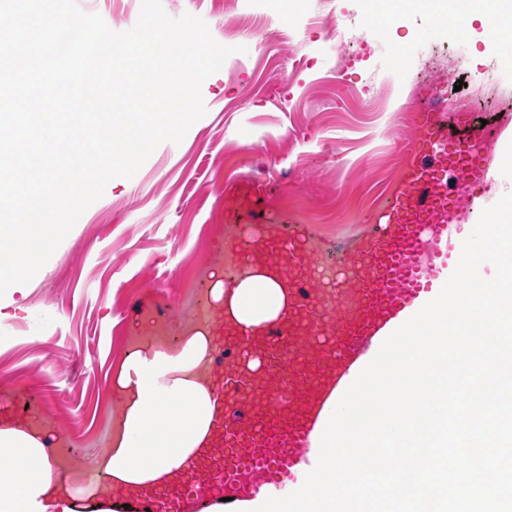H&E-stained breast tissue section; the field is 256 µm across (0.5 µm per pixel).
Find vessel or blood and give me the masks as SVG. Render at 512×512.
<instances>
[{
  "mask_svg": "<svg viewBox=\"0 0 512 512\" xmlns=\"http://www.w3.org/2000/svg\"><path fill=\"white\" fill-rule=\"evenodd\" d=\"M481 180L485 167L475 142L449 148L438 127L426 129L406 182L380 216L375 234L364 238L351 264V287L338 288L339 319L311 328L319 294L302 280L307 253L297 237L278 227L246 241L245 257L266 268L288 290L289 308L273 324L244 332L225 321L235 341V359L217 394L212 434L191 476L168 478L161 488L138 490L157 512H193L197 503L249 498L272 474L298 465L332 398L341 397L352 372L363 365L371 343L420 301L425 275L418 265L426 235L448 236V176Z\"/></svg>",
  "mask_w": 512,
  "mask_h": 512,
  "instance_id": "obj_1",
  "label": "vessel or blood"
}]
</instances>
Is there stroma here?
<instances>
[{
    "instance_id": "obj_1",
    "label": "stroma",
    "mask_w": 512,
    "mask_h": 512,
    "mask_svg": "<svg viewBox=\"0 0 512 512\" xmlns=\"http://www.w3.org/2000/svg\"><path fill=\"white\" fill-rule=\"evenodd\" d=\"M453 0H413L407 19L331 27L352 0H161L173 18H202L231 47L201 86L206 114L180 143L160 144L132 178L118 177L82 214L49 261L11 300L0 302V413L64 434L60 467L90 477L108 449L116 367L180 309L188 286L209 291L224 273L226 239L255 224L300 235L309 250L351 251L403 187L430 91L428 69L454 68L481 85L475 119L495 125L484 179L460 186L472 204L452 229L468 237L482 211L512 193V37L489 34L487 0H475L467 40L447 43L437 10ZM142 0H77L124 32ZM265 191L248 205L255 181Z\"/></svg>"
}]
</instances>
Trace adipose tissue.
Here are the masks:
<instances>
[{
	"mask_svg": "<svg viewBox=\"0 0 512 512\" xmlns=\"http://www.w3.org/2000/svg\"><path fill=\"white\" fill-rule=\"evenodd\" d=\"M211 295L218 311L244 330L274 322L288 308L285 289L257 268L234 284L216 282ZM211 344L210 330H190L178 345L147 343L122 363L109 450L84 485L61 481L40 430L0 419V448L7 452L0 463V512H75L79 497L97 489L108 501L98 512H112L111 501L126 489L188 471L211 433L220 387L200 372Z\"/></svg>",
	"mask_w": 512,
	"mask_h": 512,
	"instance_id": "obj_1",
	"label": "adipose tissue"
}]
</instances>
